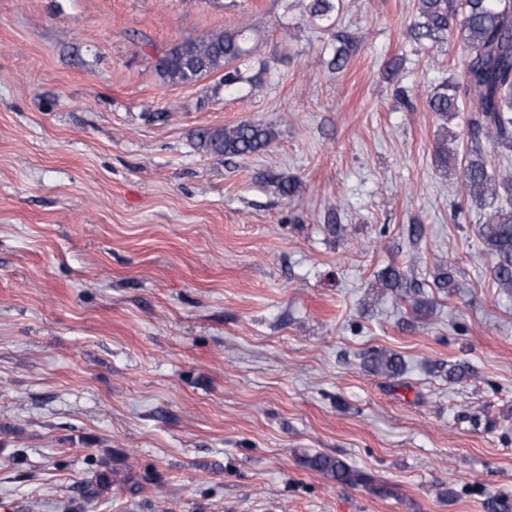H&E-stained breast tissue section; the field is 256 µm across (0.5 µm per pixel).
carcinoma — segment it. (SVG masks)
Listing matches in <instances>:
<instances>
[{
    "mask_svg": "<svg viewBox=\"0 0 512 512\" xmlns=\"http://www.w3.org/2000/svg\"><path fill=\"white\" fill-rule=\"evenodd\" d=\"M336 9L335 0H307L303 13L311 23L331 29ZM416 11L411 28L416 43L433 47L454 37L463 45L461 76L432 89L426 104L444 120L457 117L460 105L468 104L467 132L437 141L434 158L440 167H448L450 161L458 166L461 190L472 199L491 204L506 199V204L490 212L480 235L495 260L494 283L512 292V173L489 161L481 146L485 139L496 151H512V0H417ZM334 40L331 65L341 70L355 42L343 31L336 32ZM249 41L246 28L185 39L161 60V75L170 83L183 84L220 72L225 89L233 90L241 80L238 64L252 52ZM197 138L203 151L225 158L259 153L272 140L267 127L249 120L203 128ZM378 279L395 299L410 302L413 312L429 315L427 301L418 298V291L404 282L398 269L389 266ZM366 364L387 378L404 372L401 359L385 350L373 351ZM306 464L339 482L382 496L391 494L375 475L337 457L320 453L306 458Z\"/></svg>",
    "mask_w": 512,
    "mask_h": 512,
    "instance_id": "carcinoma-1",
    "label": "carcinoma"
}]
</instances>
